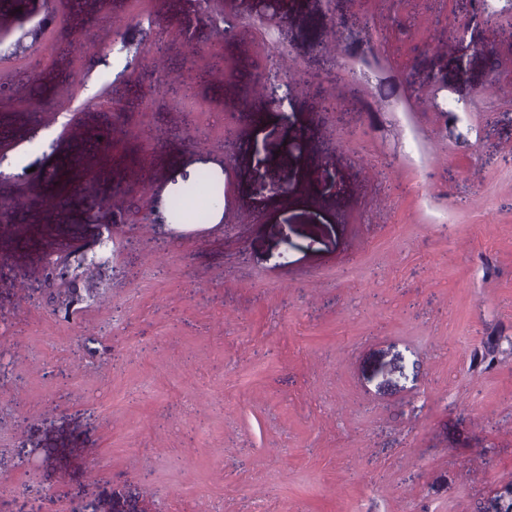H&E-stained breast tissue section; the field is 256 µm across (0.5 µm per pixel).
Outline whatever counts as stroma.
<instances>
[{"label": "stroma", "mask_w": 512, "mask_h": 512, "mask_svg": "<svg viewBox=\"0 0 512 512\" xmlns=\"http://www.w3.org/2000/svg\"><path fill=\"white\" fill-rule=\"evenodd\" d=\"M257 2L57 0L24 54L51 6L0 11V492L512 512L506 2ZM241 63L293 107L242 95ZM204 174L223 210L175 223Z\"/></svg>", "instance_id": "35a3bbf8"}]
</instances>
